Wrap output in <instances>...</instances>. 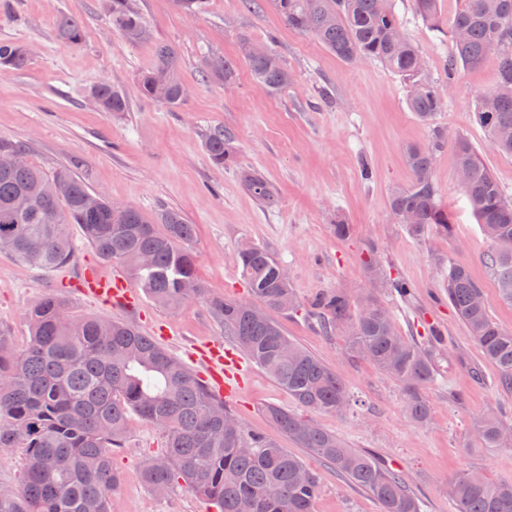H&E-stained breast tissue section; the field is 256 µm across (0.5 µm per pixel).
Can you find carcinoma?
<instances>
[{
	"instance_id": "1",
	"label": "carcinoma",
	"mask_w": 512,
	"mask_h": 512,
	"mask_svg": "<svg viewBox=\"0 0 512 512\" xmlns=\"http://www.w3.org/2000/svg\"><path fill=\"white\" fill-rule=\"evenodd\" d=\"M289 28L314 36L344 61L376 60L409 83L408 105L430 126L426 145L406 153L411 184L393 190L389 209L397 221L411 212L408 229L420 236L431 226L452 236L448 211L439 203L432 181L435 153L446 134L433 125L446 90L420 79L422 60L407 38L396 41L401 28L392 0H266ZM438 0H416L419 15L437 22ZM112 27L127 40L144 34V21L130 0H108ZM57 36L66 46L81 43L83 21L61 16ZM448 80L463 67L492 57L498 67L496 87L478 103L479 121L488 129L492 146L512 155V0H462L449 32ZM253 77L279 92L292 77L271 51L245 56ZM30 62L27 46L0 40V71H20ZM204 78L231 83L235 65L221 57L208 60ZM103 112H124L127 100L111 84L94 86ZM175 50L160 44L152 66L139 79L140 95L174 111L185 98ZM234 135L212 129L205 148L220 167L233 162ZM18 156L15 166L0 169V251L52 271L66 265L75 247L66 226L80 225L84 239L104 260L122 264L145 295L166 309H177L203 295L181 288L195 278L197 256L192 250L194 227L174 209L160 213L158 223L134 207L115 210L103 199L95 210L84 205L92 193L74 165L47 171L29 162L28 144L0 137V149ZM457 167L468 172L460 187L492 244L487 254L499 296L512 302V200L479 154L464 137L456 139ZM248 190L267 205L275 202L270 183L246 173ZM33 197L27 214L13 210V200ZM163 228H158V225ZM241 276L252 301L226 298L211 306L239 347L304 409L342 413L349 396L341 377L288 336L275 318L300 309L283 266L264 248L253 245L238 253ZM372 288L357 301L336 290L317 297L306 310L325 331L342 329L357 357L371 360L398 381L406 392V413L416 424L427 422L428 401L421 387L435 380L433 350L403 336L382 304L380 293L405 299L411 286L386 278L368 264ZM441 288L458 318L468 327L485 358L499 370V382L512 390V331L502 329L478 301L482 289L463 263H452ZM28 346L15 351L0 335V448L24 449L23 481L0 492V512H108L119 477L112 454L123 447L131 414L162 429L166 444L146 460L143 483L154 493L180 485L203 496L217 512H312L319 491L316 474L274 440L246 434L241 426L224 433V420L234 416L179 359L133 325L110 317L74 316L67 300L44 296L27 314ZM277 428L302 447L336 468L351 483L368 489L381 512H420L400 471L348 447L335 435L303 416L269 407ZM477 430L487 448L501 445L512 427L493 413L478 418ZM454 512H512V481L492 482L464 471L449 484Z\"/></svg>"
}]
</instances>
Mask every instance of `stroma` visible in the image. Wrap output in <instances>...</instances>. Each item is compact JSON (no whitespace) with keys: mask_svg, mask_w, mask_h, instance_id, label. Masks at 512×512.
I'll return each mask as SVG.
<instances>
[{"mask_svg":"<svg viewBox=\"0 0 512 512\" xmlns=\"http://www.w3.org/2000/svg\"><path fill=\"white\" fill-rule=\"evenodd\" d=\"M14 17L0 24V40L30 47L31 61L21 71L0 74V136L24 141L31 162L49 170L79 162L78 173L93 191L112 203L137 208L148 221L172 208L193 224L199 255L201 299L176 311L140 297L137 312H107L74 288H60L75 268H104L83 239L79 225H68L73 259L51 272L0 253V333L13 349L29 341L27 310L45 293L62 292L75 313L112 315L144 334L166 328L162 345L180 360L194 348L217 342L237 350L230 330L215 316L211 299H244L248 291L237 262L241 243L264 247L288 272L301 311L279 316L288 336L319 357L342 378L352 400L336 414L317 411L310 420L343 439L349 447L374 453L401 470L421 512H453L448 483L463 471L491 481L512 479V448H487L476 429L486 411L512 423V391L496 385V366L485 359L465 324L439 286L449 264H466L482 288L491 318L512 331V304L502 301L485 258L492 245L458 183L455 137L463 135L512 199V156L496 151L477 119L480 94L498 80L497 63L486 59L449 77L448 32L460 0H438V23L417 14L415 0H393L407 38L423 61L421 77L446 87L436 124L448 138L434 157L438 199L453 225L452 237L436 229L414 236L389 210L393 189L408 186L412 171L406 150L424 145L429 131L408 107V86L376 61H344L314 37L282 22L269 5L247 9L242 0H206L201 14L174 10L171 0H133L145 22L143 36L129 41L112 27L106 0H12ZM84 23L80 45L68 47L56 35L61 15ZM165 43L178 57L186 89L181 107L143 99L138 78ZM269 46L293 76L280 92H270L247 67L244 44ZM237 66L234 83L206 81L209 56ZM109 82L128 101L124 112L101 111L92 87ZM223 127L235 136L236 154L215 166L204 146L209 129ZM369 176H362V167ZM255 172L273 186L276 202L264 206L246 188L242 171ZM350 224L348 239H337L336 221ZM391 279L410 283V304L384 297L403 335L426 343L431 328L441 329L438 375L421 393L431 413L423 424L405 411L402 385L367 359L353 356L345 336L323 332L304 313L319 294L336 289L351 297L371 287L368 263ZM295 409L296 403L260 367L249 365L240 394L227 407L246 432L278 439L319 479L314 512H380L367 489L350 484L322 458L280 431L267 407ZM163 432L131 415L124 448L112 456L121 483L109 512H215L204 497L176 487L158 496L143 483L140 463L163 446Z\"/></svg>","mask_w":512,"mask_h":512,"instance_id":"obj_1","label":"stroma"}]
</instances>
